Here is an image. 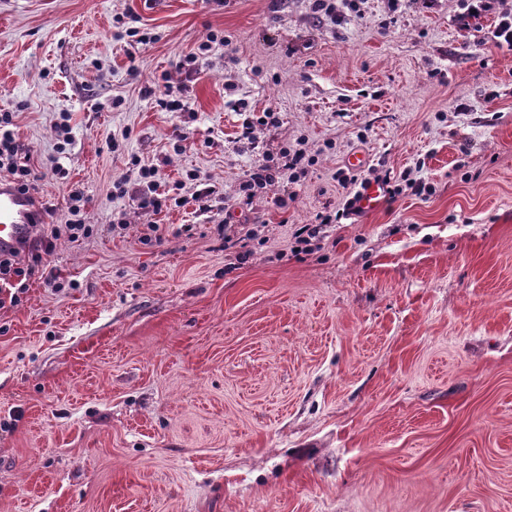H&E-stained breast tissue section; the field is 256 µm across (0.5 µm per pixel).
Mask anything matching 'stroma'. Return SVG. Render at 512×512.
Returning <instances> with one entry per match:
<instances>
[{
  "label": "stroma",
  "mask_w": 512,
  "mask_h": 512,
  "mask_svg": "<svg viewBox=\"0 0 512 512\" xmlns=\"http://www.w3.org/2000/svg\"><path fill=\"white\" fill-rule=\"evenodd\" d=\"M470 2L0 0V109L41 199L62 221L80 186L94 227L48 258L70 288L0 309V512H512V0ZM164 74L190 111L146 95ZM297 143L306 177L243 204ZM354 150L359 179L417 168L434 194L294 257L295 225L353 196ZM134 155L166 186L196 171L217 213L139 209ZM224 220L256 233L244 263ZM270 162L273 163V160H266L265 163L253 168L249 178L241 183L239 191L244 204L249 205L252 203L255 189H265L278 183L277 175L280 174V166L277 163L270 164Z\"/></svg>",
  "instance_id": "obj_1"
}]
</instances>
